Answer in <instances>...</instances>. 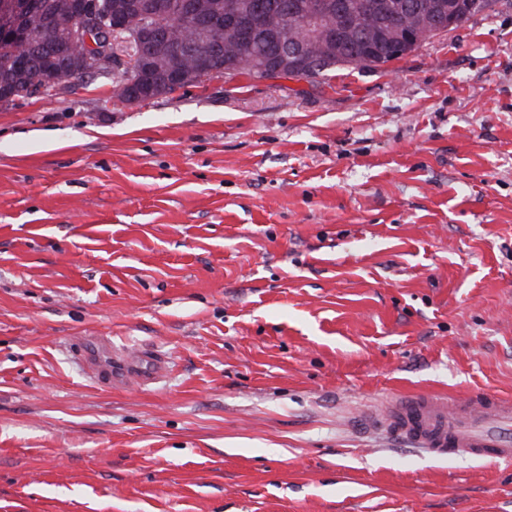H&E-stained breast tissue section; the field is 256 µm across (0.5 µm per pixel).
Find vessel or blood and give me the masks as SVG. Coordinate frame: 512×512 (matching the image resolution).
<instances>
[{"label": "vessel or blood", "instance_id": "vessel-or-blood-1", "mask_svg": "<svg viewBox=\"0 0 512 512\" xmlns=\"http://www.w3.org/2000/svg\"><path fill=\"white\" fill-rule=\"evenodd\" d=\"M80 359L99 385H144L163 368L152 352L129 354L107 336H90L80 345ZM393 432L433 457L465 455L476 460L512 459V401L495 396L448 399L414 395L394 399L387 410Z\"/></svg>", "mask_w": 512, "mask_h": 512}]
</instances>
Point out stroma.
I'll return each instance as SVG.
<instances>
[{"label": "stroma", "instance_id": "obj_1", "mask_svg": "<svg viewBox=\"0 0 512 512\" xmlns=\"http://www.w3.org/2000/svg\"><path fill=\"white\" fill-rule=\"evenodd\" d=\"M169 362L103 388L83 337ZM512 399V0L375 69L0 108V512H512L398 397Z\"/></svg>", "mask_w": 512, "mask_h": 512}]
</instances>
